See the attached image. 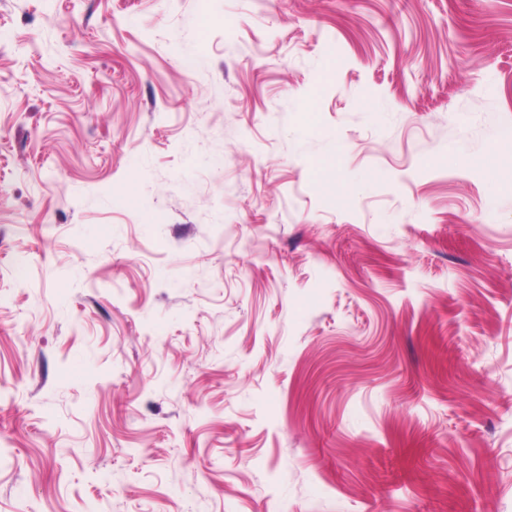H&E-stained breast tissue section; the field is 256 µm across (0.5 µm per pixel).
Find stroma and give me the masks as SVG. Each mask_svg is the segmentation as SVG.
<instances>
[{"instance_id":"35a3bbf8","label":"stroma","mask_w":512,"mask_h":512,"mask_svg":"<svg viewBox=\"0 0 512 512\" xmlns=\"http://www.w3.org/2000/svg\"><path fill=\"white\" fill-rule=\"evenodd\" d=\"M512 0H0V512H512Z\"/></svg>"}]
</instances>
